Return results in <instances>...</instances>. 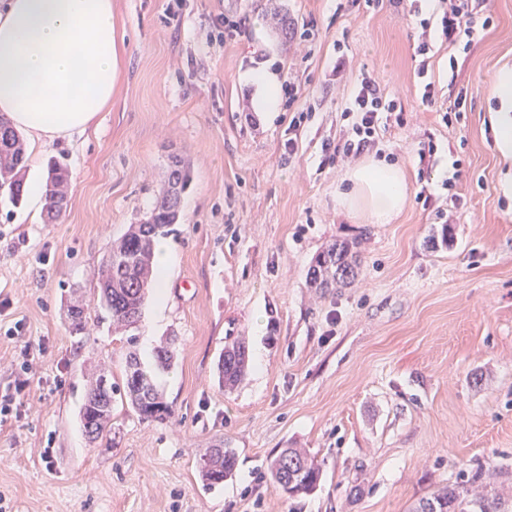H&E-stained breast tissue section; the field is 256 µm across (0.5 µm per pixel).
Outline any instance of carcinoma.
I'll use <instances>...</instances> for the list:
<instances>
[{"label": "carcinoma", "mask_w": 512, "mask_h": 512, "mask_svg": "<svg viewBox=\"0 0 512 512\" xmlns=\"http://www.w3.org/2000/svg\"><path fill=\"white\" fill-rule=\"evenodd\" d=\"M270 15L281 42L286 44L292 35V20L288 12L270 7ZM26 146L19 132L0 118V194L19 205L25 193L24 168ZM191 179L190 169L183 157H171L167 179L161 186L153 210L146 221L130 224L125 233L112 241L108 258L97 271L98 305L112 321L113 329L127 332L136 327L150 285L156 281L154 267L155 239L166 234L180 217V203ZM71 171L68 165L53 159L48 166L45 188L46 217L53 222L68 207ZM357 255L354 244L332 243L321 251L310 268V281L316 288H338L355 277ZM68 329L81 334L87 325L85 303L67 306ZM220 380L231 390L243 380L248 368L247 346L238 337L224 345L220 355ZM104 374L94 369L86 377L85 398L81 419L92 441L112 430V405L124 400L143 421L162 420L170 414L169 406L154 383L152 375L142 369L136 355L129 356L122 383L103 387ZM302 467L288 473V458ZM235 453L231 448H207L199 456L197 470L202 485L208 489L232 475ZM320 468L303 448H286L269 465L271 482L290 494L312 490L319 479ZM479 477L454 488L443 487L421 500L414 512L427 508L435 512H500L501 497L492 490L476 486Z\"/></svg>", "instance_id": "obj_1"}]
</instances>
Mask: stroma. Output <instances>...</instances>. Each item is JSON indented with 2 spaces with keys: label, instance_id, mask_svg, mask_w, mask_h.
Returning a JSON list of instances; mask_svg holds the SVG:
<instances>
[{
  "label": "stroma",
  "instance_id": "obj_1",
  "mask_svg": "<svg viewBox=\"0 0 512 512\" xmlns=\"http://www.w3.org/2000/svg\"><path fill=\"white\" fill-rule=\"evenodd\" d=\"M182 2L171 21L169 0H112L121 55L111 105L87 135L28 150V169L53 158L70 167L61 220L0 201V393L21 377L9 356L28 351L35 368L23 408L0 422V512H411L477 472L505 489L512 512V202L498 192L488 100L497 68L512 64V0H487L493 23L466 51L442 41L437 0L417 2L427 30L395 0H278L295 32L312 31L303 47L281 43L266 0ZM220 13L244 20L245 35L209 41ZM268 65L299 89L271 119L249 80ZM362 70L405 106L404 124L388 122L374 148L406 173V206L390 224L338 207L347 167L322 150L348 130L349 77ZM427 80L432 109L421 104ZM463 90V112L446 116ZM298 110L308 117L292 135ZM176 153L192 181L168 235L164 304L147 297L128 337L96 308L69 335L66 300L93 299L113 237L151 211ZM335 241L356 243L357 274L320 293L308 272ZM150 335L174 341L170 369L146 364L170 416L147 422L118 404L111 434L89 442L85 367L104 364L122 381ZM236 336L261 361L227 391L217 363ZM215 445L234 450L235 471L206 490L197 459ZM286 448L315 457L312 491L271 482Z\"/></svg>",
  "mask_w": 512,
  "mask_h": 512
}]
</instances>
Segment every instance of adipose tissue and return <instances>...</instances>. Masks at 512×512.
<instances>
[{"label":"adipose tissue","instance_id":"1","mask_svg":"<svg viewBox=\"0 0 512 512\" xmlns=\"http://www.w3.org/2000/svg\"><path fill=\"white\" fill-rule=\"evenodd\" d=\"M119 49L112 0H7L0 11V117L43 147L84 134L112 102ZM499 178L512 201V65H502L490 90ZM336 202L372 224L391 223L407 202L403 171L374 159L346 175Z\"/></svg>","mask_w":512,"mask_h":512}]
</instances>
